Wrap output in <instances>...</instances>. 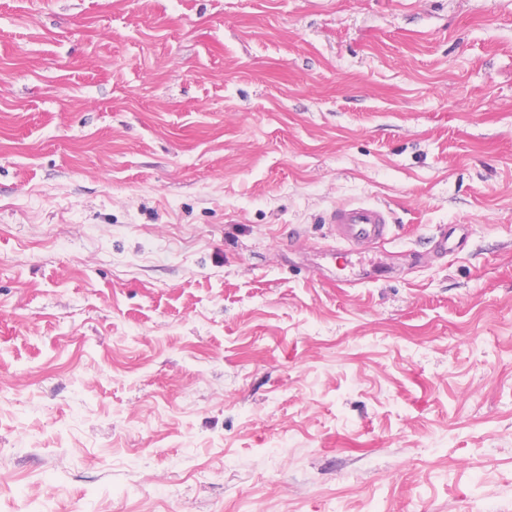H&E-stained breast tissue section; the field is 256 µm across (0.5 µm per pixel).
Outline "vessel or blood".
Returning <instances> with one entry per match:
<instances>
[{
    "label": "vessel or blood",
    "instance_id": "obj_1",
    "mask_svg": "<svg viewBox=\"0 0 512 512\" xmlns=\"http://www.w3.org/2000/svg\"><path fill=\"white\" fill-rule=\"evenodd\" d=\"M334 236L348 250L374 247L387 240L391 219L386 207L369 202L336 206L328 217Z\"/></svg>",
    "mask_w": 512,
    "mask_h": 512
}]
</instances>
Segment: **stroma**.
Returning <instances> with one entry per match:
<instances>
[{"instance_id":"stroma-1","label":"stroma","mask_w":512,"mask_h":512,"mask_svg":"<svg viewBox=\"0 0 512 512\" xmlns=\"http://www.w3.org/2000/svg\"><path fill=\"white\" fill-rule=\"evenodd\" d=\"M0 512H512V0H0ZM328 224L334 237L348 251L373 248L390 235L391 219L386 207L369 202L347 203L336 206L329 214Z\"/></svg>"}]
</instances>
